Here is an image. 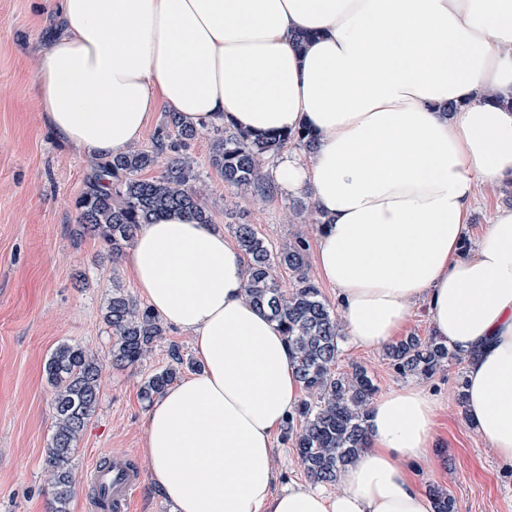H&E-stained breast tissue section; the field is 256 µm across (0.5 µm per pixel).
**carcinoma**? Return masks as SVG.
Returning a JSON list of instances; mask_svg holds the SVG:
<instances>
[{
	"label": "carcinoma",
	"instance_id": "obj_1",
	"mask_svg": "<svg viewBox=\"0 0 512 512\" xmlns=\"http://www.w3.org/2000/svg\"><path fill=\"white\" fill-rule=\"evenodd\" d=\"M197 131L168 120L153 134L146 149L132 150L97 164L87 175L76 198V232L100 239L119 258L133 244L144 224L173 211L188 212L205 224L210 211L194 184L199 175L188 157L180 154ZM305 151L315 147L311 133L297 131L275 136H252L240 130L215 129L211 164L224 183L244 193L268 197L273 193L263 174L261 158L288 145ZM167 158L158 177L141 173ZM112 174V185L101 183V173ZM237 245L245 258L246 295L278 323L297 358V373L307 393L294 408L284 431L292 441L307 478L315 485H334L345 468L368 447L369 408L377 387L359 365L350 373L334 366L344 338L341 321L322 298L306 271L309 242L304 237L273 253L252 225H233ZM285 266L295 277L292 292H281L274 265ZM104 321L112 330L110 357L115 365H133L143 359L164 335L159 317L115 285L107 302ZM386 357L403 377H428L438 369L462 363V357L435 336H407L385 348ZM183 358L148 376L142 398L161 396L180 374ZM104 363L78 343H62L50 354L46 375L53 389L54 430L45 448V465L51 489V512H68L75 478L73 456L79 438L98 409ZM435 512H456V501L437 487L429 489Z\"/></svg>",
	"mask_w": 512,
	"mask_h": 512
}]
</instances>
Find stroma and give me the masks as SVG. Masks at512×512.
<instances>
[{
    "label": "stroma",
    "mask_w": 512,
    "mask_h": 512,
    "mask_svg": "<svg viewBox=\"0 0 512 512\" xmlns=\"http://www.w3.org/2000/svg\"><path fill=\"white\" fill-rule=\"evenodd\" d=\"M51 24L40 0H0V512H50L44 450L53 418L46 360L64 342L108 358L112 332L103 315L113 284L140 295L126 260H113L99 239L74 233V202L92 163L78 148L57 143L40 116L32 74ZM211 136V130H199L189 154L201 174L197 187L225 238H232V225L249 224L275 251L299 235L315 241L318 229L296 211L293 197L277 192L261 198L225 184L209 162ZM504 202L498 186H480L464 235L468 247L476 246L494 207ZM175 349L184 359V375L197 372L192 335L172 326L140 363L105 366L100 406L73 460L69 512H88L87 475L106 448L137 459L145 474L128 512H173L149 476L143 445L150 404L140 387L168 365ZM355 363L367 369L379 391L408 383L384 350L341 341L336 371ZM464 374V365H453L424 381L441 407L433 452L412 466L416 485L423 492L433 486L447 491L458 512H512V465L468 425L457 402Z\"/></svg>",
    "instance_id": "stroma-1"
}]
</instances>
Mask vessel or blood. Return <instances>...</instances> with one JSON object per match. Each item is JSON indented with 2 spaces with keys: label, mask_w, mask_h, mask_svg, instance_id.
<instances>
[{
  "label": "vessel or blood",
  "mask_w": 512,
  "mask_h": 512,
  "mask_svg": "<svg viewBox=\"0 0 512 512\" xmlns=\"http://www.w3.org/2000/svg\"><path fill=\"white\" fill-rule=\"evenodd\" d=\"M103 463L94 464L90 479L101 487L107 498L99 502L100 512H127L134 492L142 482V474L128 465L125 456L115 451H104Z\"/></svg>",
  "instance_id": "b4317fda"
}]
</instances>
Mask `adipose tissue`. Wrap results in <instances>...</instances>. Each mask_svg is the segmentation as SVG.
I'll list each match as a JSON object with an SVG mask.
<instances>
[{"instance_id": "adipose-tissue-1", "label": "adipose tissue", "mask_w": 512, "mask_h": 512, "mask_svg": "<svg viewBox=\"0 0 512 512\" xmlns=\"http://www.w3.org/2000/svg\"><path fill=\"white\" fill-rule=\"evenodd\" d=\"M34 82L53 137L126 153L154 112L197 129L307 130L275 188L322 221L320 280L347 337L379 348L427 305L466 362L468 416L512 464V207L463 245L479 185L512 182V0H49ZM128 266L203 365L151 406L144 453L174 512H434L408 461L432 451L438 400L376 397L342 488L278 487L275 439L301 398L277 323L246 298L240 251L173 213L142 225Z\"/></svg>"}]
</instances>
